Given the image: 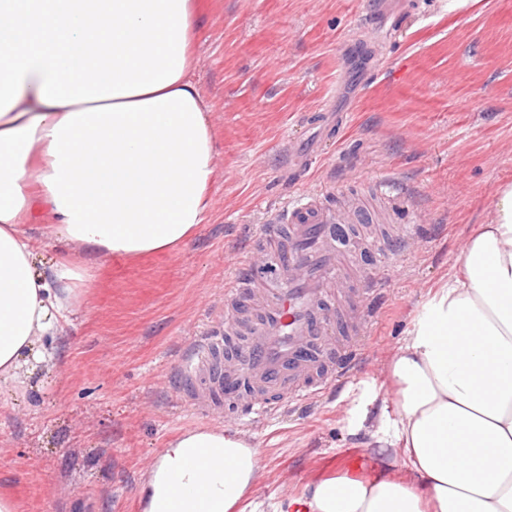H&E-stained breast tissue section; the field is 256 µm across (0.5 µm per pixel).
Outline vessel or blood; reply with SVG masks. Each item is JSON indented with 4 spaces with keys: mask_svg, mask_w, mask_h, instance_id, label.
Returning <instances> with one entry per match:
<instances>
[{
    "mask_svg": "<svg viewBox=\"0 0 512 512\" xmlns=\"http://www.w3.org/2000/svg\"><path fill=\"white\" fill-rule=\"evenodd\" d=\"M366 217L304 189L271 213L250 251L272 276L240 268L224 285L223 324L196 337L179 362L180 380L203 390L198 406L266 423L326 392L350 367L381 287L396 274L391 248L361 235Z\"/></svg>",
    "mask_w": 512,
    "mask_h": 512,
    "instance_id": "b4317fda",
    "label": "vessel or blood"
}]
</instances>
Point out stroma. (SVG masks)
<instances>
[{"label": "stroma", "mask_w": 512, "mask_h": 512, "mask_svg": "<svg viewBox=\"0 0 512 512\" xmlns=\"http://www.w3.org/2000/svg\"><path fill=\"white\" fill-rule=\"evenodd\" d=\"M195 79L213 106L217 175L208 220L173 251L94 266L61 327L56 368L0 391V492L18 512H137L135 491L168 439L217 418L178 382L181 354L224 310V283L248 239L295 190L340 207L395 179L402 207L375 230L418 224L395 246L363 352L315 399L248 429L281 484L353 451L345 391L360 393L407 330L428 287L451 272L469 225L512 181V0H205Z\"/></svg>", "instance_id": "obj_1"}]
</instances>
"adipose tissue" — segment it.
<instances>
[{
  "instance_id": "1",
  "label": "adipose tissue",
  "mask_w": 512,
  "mask_h": 512,
  "mask_svg": "<svg viewBox=\"0 0 512 512\" xmlns=\"http://www.w3.org/2000/svg\"><path fill=\"white\" fill-rule=\"evenodd\" d=\"M198 0H0V388L58 360L89 269L188 242L211 210V106L193 77ZM360 452L277 512H512V183L467 234L377 379L346 410ZM248 436L183 432L150 461L139 512H246L265 479Z\"/></svg>"
}]
</instances>
